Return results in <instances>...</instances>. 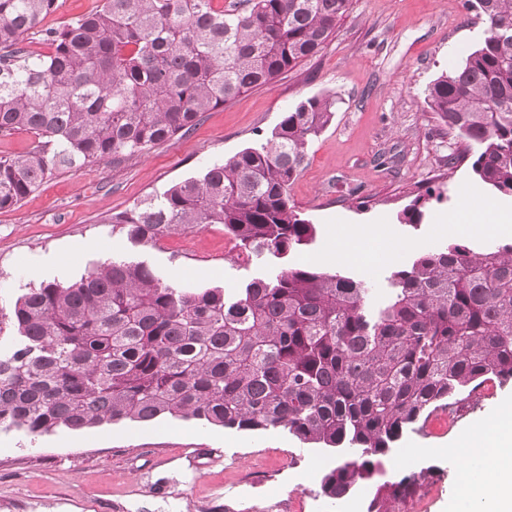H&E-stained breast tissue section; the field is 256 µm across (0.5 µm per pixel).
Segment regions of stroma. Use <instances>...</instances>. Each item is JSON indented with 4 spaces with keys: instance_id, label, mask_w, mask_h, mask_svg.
Segmentation results:
<instances>
[{
    "instance_id": "stroma-1",
    "label": "stroma",
    "mask_w": 512,
    "mask_h": 512,
    "mask_svg": "<svg viewBox=\"0 0 512 512\" xmlns=\"http://www.w3.org/2000/svg\"><path fill=\"white\" fill-rule=\"evenodd\" d=\"M100 0H58L25 38L32 53L49 52L48 31L95 10ZM486 21L467 0H352L333 37L268 86L207 112L195 129L121 163L60 171L15 208L0 211V309L10 310L29 288L74 281L110 259L140 262L180 287L233 289L287 264L371 284L375 300L389 277L418 253L456 241L486 248L512 242L508 233L459 230L448 223L461 199L495 221V207L512 196L491 194L469 162L447 168L466 144L451 136L425 104V91L442 72L458 67L485 36ZM332 96L335 115L310 147L291 199L316 226L314 241L286 260L238 258L223 225L211 224L135 244L112 226L113 215L162 195L214 162L259 142L284 112L306 98ZM446 187L418 226L398 213L426 188ZM358 226L387 231L389 251L370 245L369 267L337 262L334 247ZM512 398V380L455 407L444 434L423 425L408 433L386 460L390 476L426 471L414 512H449L462 473L452 455L467 431ZM192 448L224 451V467L194 465ZM320 454L279 429L239 431L195 419L160 417L81 430L32 435L0 429V512H365L352 496L321 495V475L309 472Z\"/></svg>"
}]
</instances>
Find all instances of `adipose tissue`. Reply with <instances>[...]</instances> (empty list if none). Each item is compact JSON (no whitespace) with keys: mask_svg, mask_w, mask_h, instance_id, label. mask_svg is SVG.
Returning <instances> with one entry per match:
<instances>
[{"mask_svg":"<svg viewBox=\"0 0 512 512\" xmlns=\"http://www.w3.org/2000/svg\"><path fill=\"white\" fill-rule=\"evenodd\" d=\"M456 453L474 479L471 512H512V401L474 426Z\"/></svg>","mask_w":512,"mask_h":512,"instance_id":"obj_1","label":"adipose tissue"}]
</instances>
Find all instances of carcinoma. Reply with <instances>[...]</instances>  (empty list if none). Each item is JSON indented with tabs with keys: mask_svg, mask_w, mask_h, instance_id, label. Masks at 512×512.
<instances>
[{
	"mask_svg": "<svg viewBox=\"0 0 512 512\" xmlns=\"http://www.w3.org/2000/svg\"><path fill=\"white\" fill-rule=\"evenodd\" d=\"M101 0L47 34L48 54L21 43L57 0H0V135L29 150L0 157V210L48 176L128 156L200 124L241 94L316 55L352 0ZM487 35L437 77L425 101L471 151V175L512 195V0H474ZM335 101L296 105L266 141L112 216L127 238L155 243L222 224L248 257L284 259L315 228L290 198ZM399 214L419 224L432 198ZM373 308L362 280L315 265L255 277L229 294L180 288L142 263L105 261L78 280L20 296L0 354V429L33 434L119 420H202L227 429L283 428L344 460L321 494L357 492L367 512H404L426 474L385 479L403 436L489 381L512 379V243L454 242L393 271ZM35 141L33 134L16 132L12 135H0V156H17L23 154Z\"/></svg>",
	"mask_w": 512,
	"mask_h": 512,
	"instance_id": "cac0c4a2",
	"label": "carcinoma"
}]
</instances>
